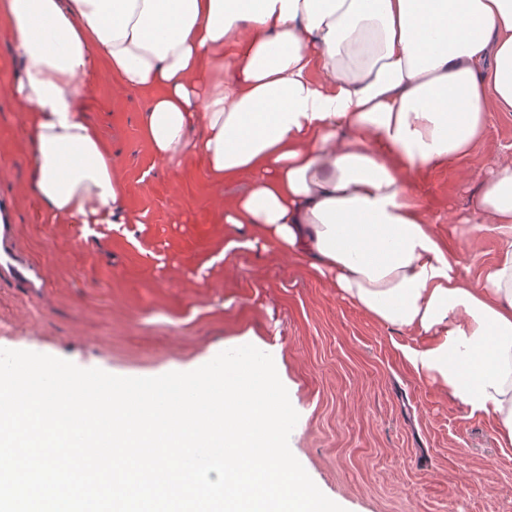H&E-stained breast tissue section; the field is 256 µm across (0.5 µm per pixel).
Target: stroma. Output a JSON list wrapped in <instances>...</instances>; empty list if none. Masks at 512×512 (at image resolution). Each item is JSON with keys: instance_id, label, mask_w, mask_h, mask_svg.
Here are the masks:
<instances>
[{"instance_id": "1", "label": "stroma", "mask_w": 512, "mask_h": 512, "mask_svg": "<svg viewBox=\"0 0 512 512\" xmlns=\"http://www.w3.org/2000/svg\"><path fill=\"white\" fill-rule=\"evenodd\" d=\"M17 74L0 34V209L18 247L42 265L36 294L0 286V348L31 350L126 377L187 372L253 344L269 353L299 414L289 444L320 490L346 512H512V451L489 418L419 378L410 336L342 297L305 261L250 247L220 222L248 181L208 182L200 164L157 161L142 136L146 95L104 73L88 115L119 162L137 223L115 231L50 221L27 189ZM512 162V112L491 111L463 160L412 174L434 233L467 280L498 251L474 230L470 199L488 169Z\"/></svg>"}]
</instances>
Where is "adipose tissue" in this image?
I'll return each mask as SVG.
<instances>
[{
	"label": "adipose tissue",
	"instance_id": "adipose-tissue-1",
	"mask_svg": "<svg viewBox=\"0 0 512 512\" xmlns=\"http://www.w3.org/2000/svg\"><path fill=\"white\" fill-rule=\"evenodd\" d=\"M0 28L51 218L136 221L87 115L107 68L149 94L155 159L200 158L216 186L249 178L225 223L412 336L415 374L512 448V164L470 202L500 242L473 285L411 192L414 170L469 154L490 106L512 112V0H5Z\"/></svg>",
	"mask_w": 512,
	"mask_h": 512
}]
</instances>
